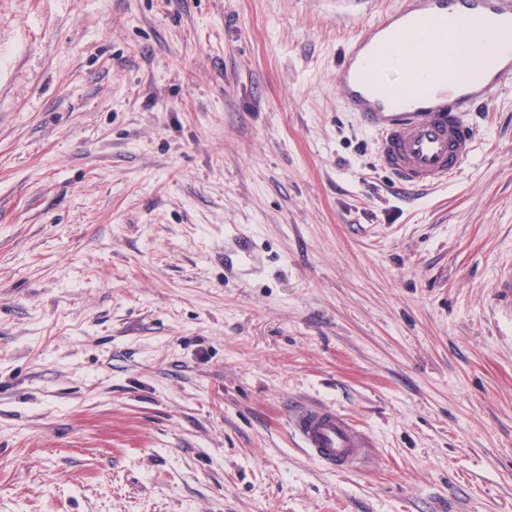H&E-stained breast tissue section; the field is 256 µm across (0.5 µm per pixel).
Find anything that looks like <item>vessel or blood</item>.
<instances>
[{
    "label": "vessel or blood",
    "mask_w": 512,
    "mask_h": 512,
    "mask_svg": "<svg viewBox=\"0 0 512 512\" xmlns=\"http://www.w3.org/2000/svg\"><path fill=\"white\" fill-rule=\"evenodd\" d=\"M512 84V0H404L344 46L336 90L376 138V162L398 189L447 183L472 160L467 116ZM309 456L347 472L368 441L318 404L290 408Z\"/></svg>",
    "instance_id": "vessel-or-blood-1"
}]
</instances>
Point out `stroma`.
Listing matches in <instances>:
<instances>
[{
  "instance_id": "stroma-1",
  "label": "stroma",
  "mask_w": 512,
  "mask_h": 512,
  "mask_svg": "<svg viewBox=\"0 0 512 512\" xmlns=\"http://www.w3.org/2000/svg\"><path fill=\"white\" fill-rule=\"evenodd\" d=\"M401 4L0 0V512H512V85L399 195L335 77ZM288 425L307 454L334 471L353 470L369 448L363 432L347 417L322 405L291 407Z\"/></svg>"
}]
</instances>
